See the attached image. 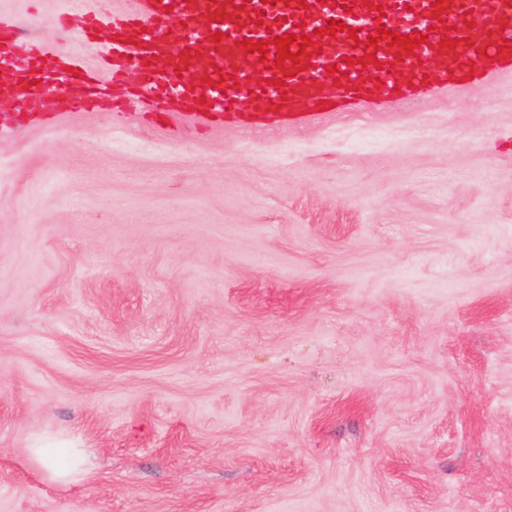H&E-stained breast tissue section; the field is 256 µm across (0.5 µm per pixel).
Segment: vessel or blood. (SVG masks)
Instances as JSON below:
<instances>
[{"label": "vessel or blood", "mask_w": 512, "mask_h": 512, "mask_svg": "<svg viewBox=\"0 0 512 512\" xmlns=\"http://www.w3.org/2000/svg\"><path fill=\"white\" fill-rule=\"evenodd\" d=\"M82 35L111 33L88 63L61 42L26 32L15 10H0V99L18 103L28 119L66 117L91 106L111 83L122 112L149 109L246 127H303L329 104L351 110L412 107L463 82L492 83L512 71V0H125L103 10L87 0ZM344 23L330 36L328 20ZM357 36H350V29ZM426 36L416 47L368 44L377 29ZM310 34L300 65L278 59L272 38ZM451 43H444V36ZM267 41L268 54L248 51ZM138 75L135 87L126 75Z\"/></svg>", "instance_id": "b4317fda"}]
</instances>
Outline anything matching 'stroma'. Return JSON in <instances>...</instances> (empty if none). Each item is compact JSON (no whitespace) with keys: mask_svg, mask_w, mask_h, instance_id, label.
<instances>
[{"mask_svg":"<svg viewBox=\"0 0 512 512\" xmlns=\"http://www.w3.org/2000/svg\"><path fill=\"white\" fill-rule=\"evenodd\" d=\"M0 165V512H512V72Z\"/></svg>","mask_w":512,"mask_h":512,"instance_id":"35a3bbf8","label":"stroma"}]
</instances>
